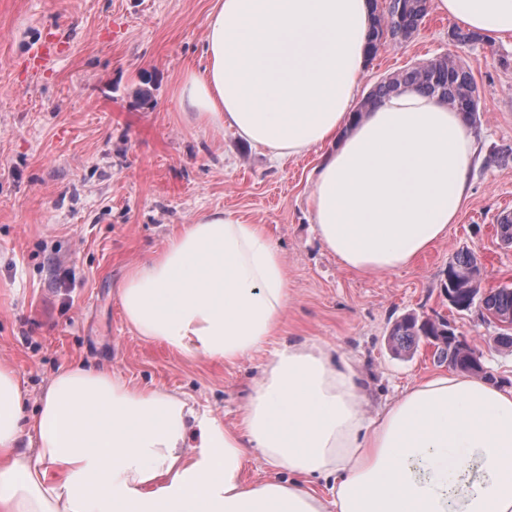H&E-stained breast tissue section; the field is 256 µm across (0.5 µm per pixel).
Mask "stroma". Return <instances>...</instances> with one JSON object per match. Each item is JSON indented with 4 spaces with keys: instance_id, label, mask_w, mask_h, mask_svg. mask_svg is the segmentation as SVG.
I'll list each match as a JSON object with an SVG mask.
<instances>
[{
    "instance_id": "35a3bbf8",
    "label": "stroma",
    "mask_w": 512,
    "mask_h": 512,
    "mask_svg": "<svg viewBox=\"0 0 512 512\" xmlns=\"http://www.w3.org/2000/svg\"><path fill=\"white\" fill-rule=\"evenodd\" d=\"M215 0H0V363L13 368L35 411L49 381L79 361L135 388L185 396L226 428L239 426L250 386L268 357L227 363L139 336L125 321L118 287L134 265L161 251L201 214L232 212L264 225L288 266L281 337L336 347L361 372L370 410L406 387L448 372L421 340L395 356L390 329L406 314L446 319L479 351L497 385L512 388V347L480 308L454 310L441 283L451 257L475 250L482 292L512 288V246L497 222L512 214V161L479 164L471 195L448 235L412 265L368 278L321 244L310 193L321 154L271 163L233 130L197 123L178 90L203 73ZM452 21L429 9L418 33L368 62L359 88L453 52L480 93L470 129L482 155L512 149V41L452 45ZM67 53L29 68L48 30Z\"/></svg>"
}]
</instances>
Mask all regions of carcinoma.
<instances>
[{
	"label": "carcinoma",
	"mask_w": 512,
	"mask_h": 512,
	"mask_svg": "<svg viewBox=\"0 0 512 512\" xmlns=\"http://www.w3.org/2000/svg\"><path fill=\"white\" fill-rule=\"evenodd\" d=\"M379 6L373 0V24L368 42V56L377 52L380 44L387 42L402 45L418 32L428 13L429 0H384ZM452 42L470 45L483 40V36L453 27L449 29ZM411 87L424 94L437 96L453 109L463 114L466 121H474L479 112V91L474 76L457 57L445 54L442 63L430 73H422V66L403 68L377 82L361 100L357 112H366L382 98L397 91L399 87ZM480 266L475 252L469 249L458 251L448 262V282L443 288L448 294V303L459 311L478 302L493 313L500 322L512 326V288L502 287L487 294H480V278L473 276ZM433 337L438 361L453 368L477 374L482 366L469 364L471 348L456 338L448 336V326L436 321H420L413 315L395 321L390 332L392 349L398 355L409 353L420 338Z\"/></svg>",
	"instance_id": "cac0c4a2"
}]
</instances>
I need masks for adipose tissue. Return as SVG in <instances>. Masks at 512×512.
<instances>
[{"instance_id": "adipose-tissue-1", "label": "adipose tissue", "mask_w": 512, "mask_h": 512, "mask_svg": "<svg viewBox=\"0 0 512 512\" xmlns=\"http://www.w3.org/2000/svg\"><path fill=\"white\" fill-rule=\"evenodd\" d=\"M435 2L460 26L512 39V0ZM372 17L371 0H216L205 72L180 90L183 111L270 159L325 147L313 222L368 277L447 236L477 154L437 97L404 88L357 113ZM118 295L140 336L178 351L232 363L270 346L241 428L80 363L29 415L0 364V512H512V388L437 374L368 415L363 378L334 346L278 341L288 268L262 225L198 216L132 266ZM27 434L35 447H22ZM253 448L273 479L245 481Z\"/></svg>"}]
</instances>
